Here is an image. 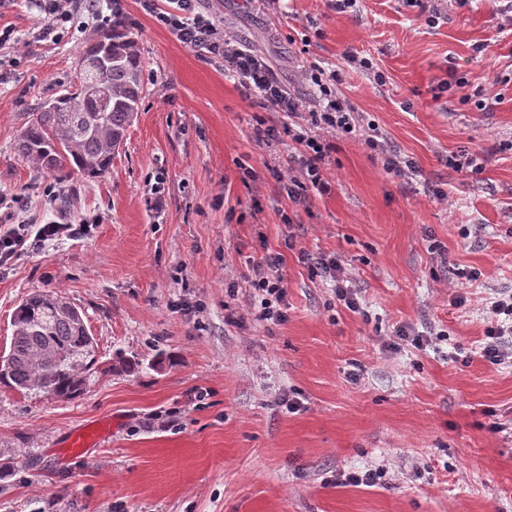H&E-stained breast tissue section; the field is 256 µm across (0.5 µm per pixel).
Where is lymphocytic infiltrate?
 <instances>
[{"mask_svg":"<svg viewBox=\"0 0 512 512\" xmlns=\"http://www.w3.org/2000/svg\"><path fill=\"white\" fill-rule=\"evenodd\" d=\"M169 10L159 8L158 0H140L142 10L158 25L167 28L179 42L190 47L206 60L219 63L234 76L241 87L259 93L270 111L284 115L282 124L269 125L257 120L251 135L258 141H272L288 137L294 144L296 155L293 167L277 172L276 178L288 199L295 204L306 201L308 190L318 194L330 193L327 172L336 150L330 135L352 133L357 117L352 106L340 98L336 87L341 82L339 70L327 71L310 66L302 72L307 82L320 93L318 108L305 109L278 80L270 65L261 57L243 49L230 31L220 27L211 13L200 11L198 0H171ZM81 224L49 222L29 231L26 222L13 225L10 232L0 235V264L11 261L18 253L28 249L30 242H46L71 238L85 233ZM312 275L329 280L334 293L347 309L362 312L363 307L356 289L350 288L349 278L340 258L322 255L304 257ZM281 253L267 251L252 262L247 278L250 288L257 293L259 304L252 310L258 321L285 322L288 317L287 289L282 276ZM492 318L484 331L481 345L483 358L494 364L512 362V294L489 298Z\"/></svg>","mask_w":512,"mask_h":512,"instance_id":"obj_1","label":"lymphocytic infiltrate"}]
</instances>
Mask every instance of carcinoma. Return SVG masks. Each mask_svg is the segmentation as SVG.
<instances>
[{"label":"carcinoma","instance_id":"cac0c4a2","mask_svg":"<svg viewBox=\"0 0 512 512\" xmlns=\"http://www.w3.org/2000/svg\"><path fill=\"white\" fill-rule=\"evenodd\" d=\"M105 50L112 64L103 73L112 100L95 105L81 91L46 101L50 112L32 113L16 151L44 172L97 177L112 167L114 148L126 138L143 95L142 61L130 33L114 25L99 32L80 59ZM69 299L36 292L14 312L13 337L0 366V384L27 393L74 399L98 366L94 339L85 322L67 310Z\"/></svg>","mask_w":512,"mask_h":512}]
</instances>
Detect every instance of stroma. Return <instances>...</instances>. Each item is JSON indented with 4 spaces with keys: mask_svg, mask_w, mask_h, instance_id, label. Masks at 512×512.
<instances>
[{
    "mask_svg": "<svg viewBox=\"0 0 512 512\" xmlns=\"http://www.w3.org/2000/svg\"><path fill=\"white\" fill-rule=\"evenodd\" d=\"M76 7L79 28L52 41L34 0H0L18 47L0 51V229L55 220L62 195L87 222L0 266V350L24 298L58 293L82 311L101 370L69 400L0 387V512H512V432L490 428L512 424V363L480 351L486 299L512 293V0L344 13L204 0L305 108L318 98L302 68L342 72L357 131L336 137L331 194L308 190L300 206L272 174L291 141L250 135L255 117L282 114L137 0L125 8L144 94L111 169L62 179L18 155L32 112L73 82L99 31L87 0ZM350 51L373 71L346 68ZM477 93L495 95L489 110ZM371 123L416 177L384 170L363 140ZM463 149L481 171L449 168ZM267 249L283 256L281 324L245 315L249 262ZM303 250L342 259L365 314L311 277ZM400 327L445 339L390 349ZM81 427L99 438L73 457L65 441ZM378 466L375 486L337 480Z\"/></svg>",
    "mask_w": 512,
    "mask_h": 512,
    "instance_id": "35a3bbf8",
    "label": "stroma"
}]
</instances>
